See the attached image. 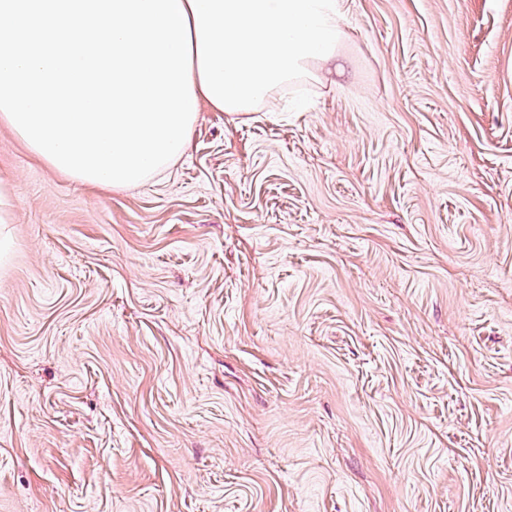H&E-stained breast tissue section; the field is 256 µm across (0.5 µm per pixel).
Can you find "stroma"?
<instances>
[{"instance_id":"stroma-1","label":"stroma","mask_w":512,"mask_h":512,"mask_svg":"<svg viewBox=\"0 0 512 512\" xmlns=\"http://www.w3.org/2000/svg\"><path fill=\"white\" fill-rule=\"evenodd\" d=\"M342 2L140 187L0 124V512H512V0Z\"/></svg>"}]
</instances>
